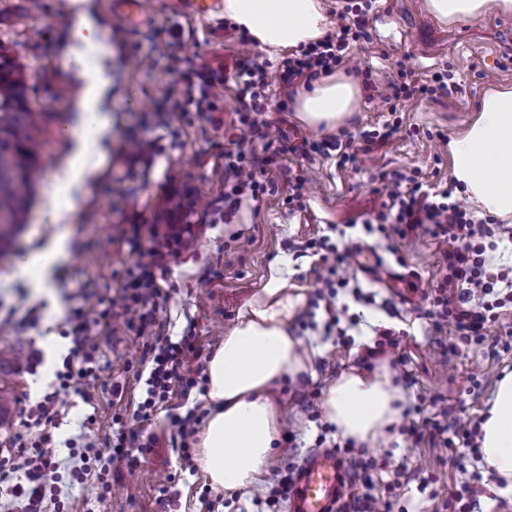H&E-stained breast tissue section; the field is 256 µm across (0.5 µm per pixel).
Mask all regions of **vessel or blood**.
Masks as SVG:
<instances>
[{
    "label": "vessel or blood",
    "instance_id": "vessel-or-blood-1",
    "mask_svg": "<svg viewBox=\"0 0 512 512\" xmlns=\"http://www.w3.org/2000/svg\"><path fill=\"white\" fill-rule=\"evenodd\" d=\"M347 486V468L336 450L316 449L302 462L289 486V512H335Z\"/></svg>",
    "mask_w": 512,
    "mask_h": 512
}]
</instances>
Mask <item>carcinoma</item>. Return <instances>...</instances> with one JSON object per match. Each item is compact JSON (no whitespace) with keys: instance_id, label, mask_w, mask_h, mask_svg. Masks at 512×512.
I'll return each instance as SVG.
<instances>
[{"instance_id":"carcinoma-1","label":"carcinoma","mask_w":512,"mask_h":512,"mask_svg":"<svg viewBox=\"0 0 512 512\" xmlns=\"http://www.w3.org/2000/svg\"><path fill=\"white\" fill-rule=\"evenodd\" d=\"M43 142L25 95L19 64L0 45V242L21 223L31 192L40 177Z\"/></svg>"}]
</instances>
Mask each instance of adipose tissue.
Segmentation results:
<instances>
[{
  "label": "adipose tissue",
  "instance_id": "1",
  "mask_svg": "<svg viewBox=\"0 0 512 512\" xmlns=\"http://www.w3.org/2000/svg\"><path fill=\"white\" fill-rule=\"evenodd\" d=\"M512 13V0H426L441 22L464 23L488 7ZM224 15L244 27L260 48L296 50L326 31L321 0H224ZM112 48L88 13H81L66 55L67 68L82 80L65 129L71 147L58 161L59 176L51 223H59L73 202L88 196L104 160L103 142L112 126L107 103L112 84L107 66ZM358 85L349 76L314 82L298 94L301 122L312 128L342 125L354 112ZM452 176L468 199L490 214L512 219V89L487 93L478 115L449 143ZM65 237L20 264L33 288L46 287L52 269L66 256ZM303 300L271 278L262 296L248 304L239 324L224 337L207 364L204 395L211 410L196 447L213 488L239 493L260 483L277 439L279 410L272 395L285 378L306 373L311 357L288 331V321ZM401 395L388 362L374 371L350 370L324 392L322 407L337 435L356 445L375 447L401 413ZM480 454L493 476L496 495L512 497V371H504L488 400L481 423Z\"/></svg>",
  "mask_w": 512,
  "mask_h": 512
}]
</instances>
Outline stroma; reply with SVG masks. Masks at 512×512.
I'll return each instance as SVG.
<instances>
[{"label":"stroma","instance_id":"35a3bbf8","mask_svg":"<svg viewBox=\"0 0 512 512\" xmlns=\"http://www.w3.org/2000/svg\"><path fill=\"white\" fill-rule=\"evenodd\" d=\"M141 22L113 16L112 0H90L89 10L100 23L112 47V115L109 154L104 160L95 190L80 201L66 224L48 223L46 213L58 176L57 161L68 150L63 137L78 84L64 65L72 31L79 20L74 0H0V45L16 59L27 85L29 105L38 118L45 143L46 170L33 202L13 238L0 245V351L11 350L20 358L37 348L44 362L36 372L20 371L18 361L0 363V396L7 403L0 410V450L24 417L27 397L41 396L53 381L54 367L70 348L60 334L69 309L94 308L95 301L83 290L92 281L97 291L110 295L121 286V273L136 255L120 238V225L140 224L165 231L167 225L186 219L179 195L190 189L195 203L191 219L195 239L171 261L165 273L169 299L161 313L172 340L193 346L186 354L187 368L206 366L213 351L237 324L245 306L266 288L271 276L287 280L289 293H301L303 304L288 323L290 332L307 347L317 348L307 373L285 382L276 393L280 410L277 441L262 481L247 494L228 496L212 490L202 470H188L169 444V415L193 409L203 386L192 388L189 398H175L170 410L145 424L157 443L134 469L112 468L110 493H102L96 475L74 479L71 468L59 472L58 496L46 512H288L287 501H274L272 490L289 469H296L317 448L339 445L340 437L325 421L322 399L325 389L342 373L366 369L368 350L387 336L399 337L397 351L388 352L389 365L400 379L404 399L400 418L385 442L357 449L370 462V470L349 472L350 493H363L373 484L386 494L399 484L391 500V512H436L418 481L400 484L401 473L412 472L426 461L434 474L440 499L452 500L456 485L468 481L479 468L476 457L447 459L442 449L428 441L413 443L406 429L416 418L415 406H429L441 399L448 406V425L460 432L482 419L487 400L504 369H512V350L493 352L498 334L490 328L484 344L458 343L444 353L441 338L452 337L451 327L435 332L428 312L429 295L438 279L443 247L424 236L393 240L400 258V274L411 289L393 292L376 275L358 273L370 304L339 293L335 301L321 298V282L315 259L300 257L293 248L317 236L330 224L362 220L379 209L378 172L417 169L427 184L450 181L448 139L459 135L473 118L482 97L499 88H512V14L491 10L458 25L443 24L427 12L425 0H376L370 15L367 39L354 45L342 71L360 78L357 108L342 133H358L362 127L388 119L380 91L398 63L423 74L453 73L458 90L434 99L412 102L404 114L403 128L394 141L375 149L363 164L337 169L332 155L303 154V142L328 137L327 129L303 125L296 113V87L287 86L278 68H270L265 132L268 141L281 148V167L272 173L275 190L255 201L243 198L235 213L224 206V158L227 139L249 137L248 129L235 125V90L217 84L211 98L212 115L160 112L159 107L188 63L218 70L256 53L254 42L243 41L241 30L226 26L223 12L197 18L183 12L175 0H145ZM166 28L164 38L151 39V29ZM158 143L152 159L132 163L131 139ZM308 171L304 209L290 208L286 167ZM69 235L66 259L57 265L49 288L35 292L19 273L20 261L44 249L60 232ZM347 308L359 320L357 326L340 321L338 332L329 334L328 308ZM38 317L26 332L15 329L24 311ZM114 332L106 346L111 380L123 389L121 399L102 398L98 410L78 402L71 406L57 431L58 441L82 436L94 448L105 445V435L117 413L132 410L131 400L140 393L137 371L144 362L147 340L125 331L113 320ZM97 421L82 430L86 414Z\"/></svg>","mask_w":512,"mask_h":512}]
</instances>
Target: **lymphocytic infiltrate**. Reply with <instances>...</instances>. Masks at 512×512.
Segmentation results:
<instances>
[{
    "label": "lymphocytic infiltrate",
    "mask_w": 512,
    "mask_h": 512,
    "mask_svg": "<svg viewBox=\"0 0 512 512\" xmlns=\"http://www.w3.org/2000/svg\"><path fill=\"white\" fill-rule=\"evenodd\" d=\"M372 9V0H346L336 12L333 31L281 58L278 66L283 76L291 82H308L339 69L347 60L350 45L366 38ZM270 66V61L260 55L238 61L229 72L191 66L181 75L183 93L169 97L172 111H182L189 103L196 112L204 113L211 109V87L218 82L233 84L236 120L250 130L251 138L235 142L224 151V204L228 207L242 195L257 200L269 192L266 171L278 155L266 140L263 120ZM451 79L448 73L428 78L407 65H399L384 91L391 118L359 132L363 151L390 144L402 127L401 114L407 105L447 94ZM380 181L385 199L380 210L362 222L360 235L380 233L388 239L426 235L444 244V274L434 288L433 327L439 331L449 324L458 339L483 343L487 326L497 322L503 311L512 309V265L491 271L483 242L512 237V228L489 215L475 217L455 198L453 186L433 192L425 189L417 172L384 173ZM358 237L340 227L335 236L312 238L299 247L302 254L316 256L320 279L329 296L347 288L355 300L363 298L360 286L352 285L347 277L357 257ZM167 257V252L156 246L139 249L135 263L122 272L119 291L98 297L100 312L96 319H89L80 308L69 311L66 335L71 348L48 389L29 403L27 418L13 437L12 449L0 457V493L22 499L21 512H44L45 501L57 494L61 461L56 452V431L70 400L77 397L93 404L99 389L106 386L111 367L102 350L109 339L102 324L109 321L113 308L122 309L128 332L149 337L146 354L150 368L132 414L113 417L107 450L71 449V456L79 457L82 463V472L96 473L102 489H109L114 464L137 467L155 445V437L144 434L145 423L164 408L174 391L186 394L197 385L200 370L185 369V345L172 342L160 321L169 297L160 283ZM447 416L448 408L442 405L422 422L433 447L450 449L459 442L470 452H477L478 427H471L461 440H454Z\"/></svg>",
    "instance_id": "lymphocytic-infiltrate-1"
}]
</instances>
